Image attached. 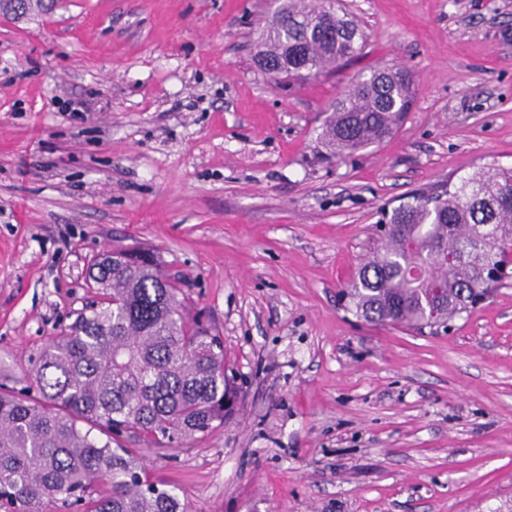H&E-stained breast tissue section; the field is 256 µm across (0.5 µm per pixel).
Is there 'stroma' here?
<instances>
[{
	"instance_id": "1",
	"label": "stroma",
	"mask_w": 512,
	"mask_h": 512,
	"mask_svg": "<svg viewBox=\"0 0 512 512\" xmlns=\"http://www.w3.org/2000/svg\"><path fill=\"white\" fill-rule=\"evenodd\" d=\"M332 73L253 61L272 0H55L0 13V384L95 299L98 254L156 250L224 338L238 413L153 479L193 512H512V280L418 334L339 292L384 208L512 166V0H344ZM411 72L383 142L317 136L357 74Z\"/></svg>"
}]
</instances>
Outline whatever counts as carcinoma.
<instances>
[{
  "instance_id": "carcinoma-1",
  "label": "carcinoma",
  "mask_w": 512,
  "mask_h": 512,
  "mask_svg": "<svg viewBox=\"0 0 512 512\" xmlns=\"http://www.w3.org/2000/svg\"><path fill=\"white\" fill-rule=\"evenodd\" d=\"M364 35L342 0H278L255 62L274 80L317 74L360 54ZM408 71L373 69L330 105L319 135L343 156L379 144L412 104ZM343 291L368 322L423 331L484 300L512 264V167H481L440 193L388 211ZM101 300L38 354L20 388H0V512H190L149 479L126 442L169 449L232 417L240 396L224 342L187 316L158 256L106 251L91 264ZM112 490L94 495L93 482Z\"/></svg>"
}]
</instances>
